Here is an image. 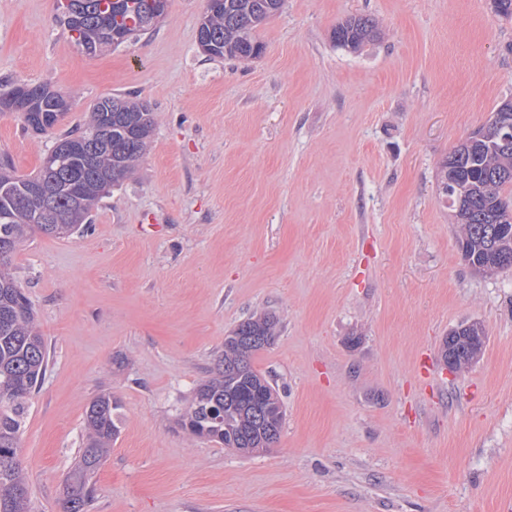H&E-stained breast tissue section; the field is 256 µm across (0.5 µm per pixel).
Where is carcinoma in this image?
Returning <instances> with one entry per match:
<instances>
[{
    "mask_svg": "<svg viewBox=\"0 0 512 512\" xmlns=\"http://www.w3.org/2000/svg\"><path fill=\"white\" fill-rule=\"evenodd\" d=\"M146 0H57L60 20L78 45L91 26L120 29L130 39L155 24L145 16ZM284 0H223L209 11L201 28L213 38L214 56L255 58L263 45L255 31L282 8ZM372 19L350 17L336 25V44L351 51L377 38ZM45 120L23 116L36 131L53 128L71 107L57 109L66 93L45 85L31 87ZM117 105L119 112L105 108ZM154 127L152 110L126 98L105 97L90 107L86 121L57 140L68 150V163L56 168L45 157L39 175L45 190L31 188V177L15 174L9 161L0 160V512H32L26 474L19 457L20 434L30 400L43 383L49 360L48 343L39 330L29 298L13 276L9 255L38 231L68 237L80 231L102 195L104 179L116 182L130 173L146 153ZM453 176H448V172ZM512 190V137L497 123L473 132L441 164L440 198L454 211L460 227L463 259L477 273H494L512 264V223L499 218L512 213L504 190ZM279 321L269 314L241 322L224 340L212 376L195 389L180 414L182 429L251 454L277 443L284 418L276 390L251 365L252 356L277 336ZM483 329L465 323L446 337L441 357L462 370L476 362L485 344ZM118 401L112 394L95 398L85 414V437L59 500L61 512H86L95 495L92 474L107 457L120 434Z\"/></svg>",
    "mask_w": 512,
    "mask_h": 512,
    "instance_id": "1",
    "label": "carcinoma"
}]
</instances>
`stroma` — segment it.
Wrapping results in <instances>:
<instances>
[{"label":"stroma","mask_w":512,"mask_h":512,"mask_svg":"<svg viewBox=\"0 0 512 512\" xmlns=\"http://www.w3.org/2000/svg\"><path fill=\"white\" fill-rule=\"evenodd\" d=\"M56 0H0V91L73 92L45 132L0 113V155L34 173L106 96L147 104L134 174L86 229L33 233L11 258L49 343L20 460L33 512H58L85 412L124 417L90 512H512V271L475 273L440 165L512 99V17L492 0H285L252 59L198 43L206 0H168L155 30L89 55ZM380 37L352 52L348 17ZM270 313L252 358L286 409L244 455L191 437L184 400L224 338ZM480 323L452 372L449 331ZM378 31L371 18L350 17L339 23L334 31L336 44L351 51L360 50L367 42L377 38ZM484 344V332L478 323L461 324L449 332L443 343L441 357L445 364L450 357L453 369L462 370L479 359Z\"/></svg>","instance_id":"stroma-1"}]
</instances>
